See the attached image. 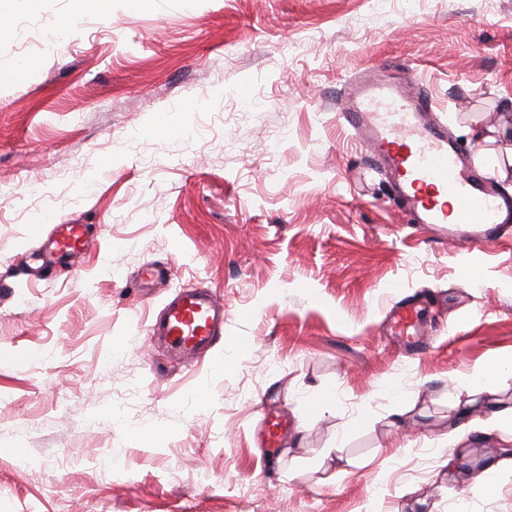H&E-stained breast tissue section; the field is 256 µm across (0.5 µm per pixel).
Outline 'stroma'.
Instances as JSON below:
<instances>
[{"label": "stroma", "mask_w": 512, "mask_h": 512, "mask_svg": "<svg viewBox=\"0 0 512 512\" xmlns=\"http://www.w3.org/2000/svg\"><path fill=\"white\" fill-rule=\"evenodd\" d=\"M8 22L0 72L39 66L0 85V512H512V455L490 493L474 467L512 436L448 438L452 393L512 361V230L454 247L409 223L339 115L393 63L477 171L512 0H29ZM49 209L83 249L45 255ZM147 264L170 279L139 285ZM186 284L229 310L197 364L144 341ZM406 302L420 356L390 332ZM392 328L396 336L412 337V345L417 352L426 349L425 330L420 313L411 303L397 307L392 315Z\"/></svg>", "instance_id": "35a3bbf8"}]
</instances>
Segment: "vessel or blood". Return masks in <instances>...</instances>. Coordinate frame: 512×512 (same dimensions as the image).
Segmentation results:
<instances>
[{"label":"vessel or blood","instance_id":"b4317fda","mask_svg":"<svg viewBox=\"0 0 512 512\" xmlns=\"http://www.w3.org/2000/svg\"><path fill=\"white\" fill-rule=\"evenodd\" d=\"M384 73L380 66L352 81L342 117L373 163L389 172L396 205L410 212L414 223L444 228L452 241L493 235L504 215L512 216V199L460 168L461 157L447 129L429 119L427 95L386 80ZM43 222L59 252L83 246V225L58 223L51 210L44 212ZM392 328L395 335L411 337L416 351L425 350V330L413 304L396 308ZM148 334L163 340L178 359L196 360L224 334V302L214 292L182 288L149 325Z\"/></svg>","mask_w":512,"mask_h":512}]
</instances>
